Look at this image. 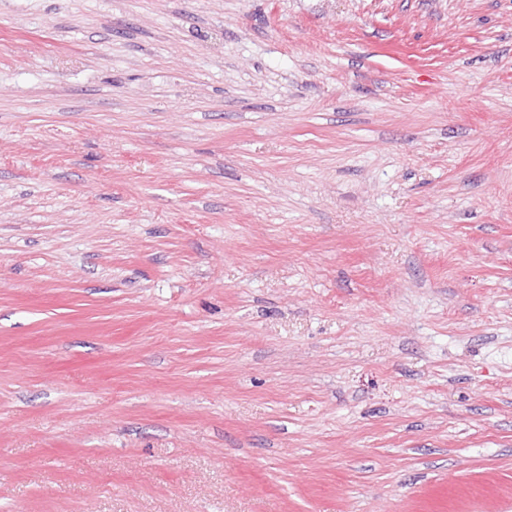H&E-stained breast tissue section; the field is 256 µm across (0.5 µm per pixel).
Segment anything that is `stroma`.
<instances>
[{
	"mask_svg": "<svg viewBox=\"0 0 512 512\" xmlns=\"http://www.w3.org/2000/svg\"><path fill=\"white\" fill-rule=\"evenodd\" d=\"M0 512H512V0H0Z\"/></svg>",
	"mask_w": 512,
	"mask_h": 512,
	"instance_id": "obj_1",
	"label": "stroma"
}]
</instances>
